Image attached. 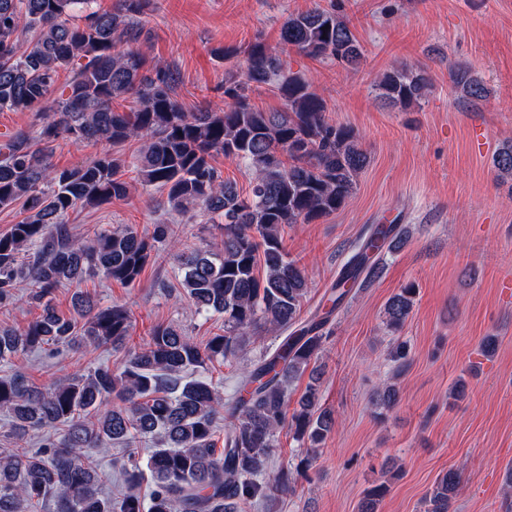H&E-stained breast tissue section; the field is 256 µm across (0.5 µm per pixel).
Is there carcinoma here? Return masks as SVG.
I'll return each mask as SVG.
<instances>
[{
    "label": "carcinoma",
    "mask_w": 512,
    "mask_h": 512,
    "mask_svg": "<svg viewBox=\"0 0 512 512\" xmlns=\"http://www.w3.org/2000/svg\"><path fill=\"white\" fill-rule=\"evenodd\" d=\"M94 2L0 0V110L32 112L36 120L0 144V207L22 210L21 220L0 233V307L28 285L40 308L21 329L0 327V362L76 343L120 349L131 335L134 321L124 305H103L77 291L65 315L52 299L57 288L90 274L131 284L155 244L172 242L167 224L154 225L149 236L122 225L88 239L65 224L78 207L129 195L122 179L127 160L111 150L129 141L140 143L133 164L142 186L166 194L173 211L198 204L224 220L220 249L175 255L185 297L200 314L224 316V333L202 345L179 328L160 325L144 346L127 349L116 370L98 366L49 386L21 375L0 377V411L10 417L19 443L0 457V512L42 502L53 503L54 512H246L270 493L293 491L288 470L269 471L282 426L315 449L336 424L319 399L323 323L296 327L309 282L285 251L282 226L340 210L369 158L353 129L329 121L309 80L284 73L262 42L248 48L243 78L225 79L227 108L184 111L175 95L179 73L147 67L134 48L142 33L141 0H122L113 12L91 8ZM281 40L346 68L363 58L349 21L334 8L289 15ZM65 71L69 79L59 87ZM275 76L285 108L252 106V86ZM450 76L464 97L484 96L469 69L457 67ZM375 87L381 102L407 107L426 96L430 81L419 68H392ZM127 97L135 99L133 111L112 109L113 101ZM60 138L99 143L103 150L86 165L59 170L51 154ZM216 154L252 171L250 197L224 180L211 163ZM285 155L291 163H284ZM493 165L512 173V145L496 154ZM400 242L397 225L370 226L340 272L329 312L348 293L346 284L377 278L381 266L374 256ZM415 296L409 283L387 300L389 330L402 328ZM258 324L281 342L225 399L207 376L210 366L237 357L247 331ZM393 361L396 378L410 365L406 345L397 347ZM309 367L311 380L290 414L286 384ZM31 431L48 434L37 449L22 446ZM142 439L154 445L144 465L136 458ZM104 442L127 449L114 467L128 491L115 499L102 491L111 473L84 455ZM459 484V470L439 474L425 498L426 512H449ZM388 491L386 481L367 490L358 512H378Z\"/></svg>",
    "instance_id": "obj_1"
}]
</instances>
